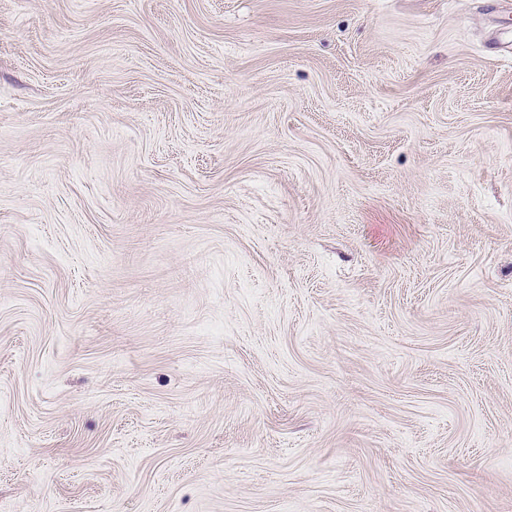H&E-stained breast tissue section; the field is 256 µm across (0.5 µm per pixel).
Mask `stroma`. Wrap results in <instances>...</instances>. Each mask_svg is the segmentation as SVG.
Returning a JSON list of instances; mask_svg holds the SVG:
<instances>
[{"label": "stroma", "instance_id": "stroma-1", "mask_svg": "<svg viewBox=\"0 0 512 512\" xmlns=\"http://www.w3.org/2000/svg\"><path fill=\"white\" fill-rule=\"evenodd\" d=\"M0 512H512V0H0Z\"/></svg>", "mask_w": 512, "mask_h": 512}]
</instances>
